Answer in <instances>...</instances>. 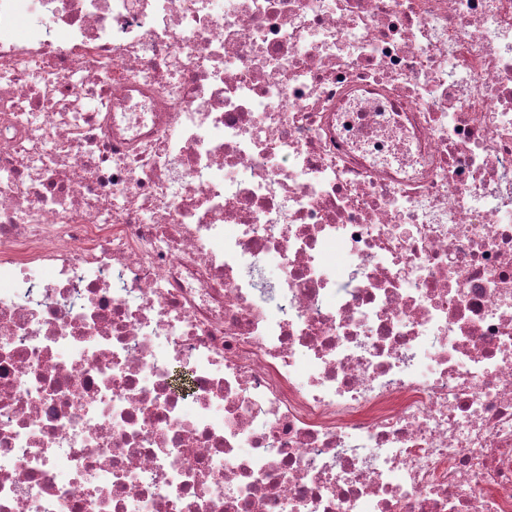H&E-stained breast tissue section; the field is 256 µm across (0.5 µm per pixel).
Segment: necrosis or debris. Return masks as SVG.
<instances>
[{"label":"necrosis or debris","mask_w":512,"mask_h":512,"mask_svg":"<svg viewBox=\"0 0 512 512\" xmlns=\"http://www.w3.org/2000/svg\"><path fill=\"white\" fill-rule=\"evenodd\" d=\"M0 512H512V0H0Z\"/></svg>","instance_id":"obj_1"}]
</instances>
